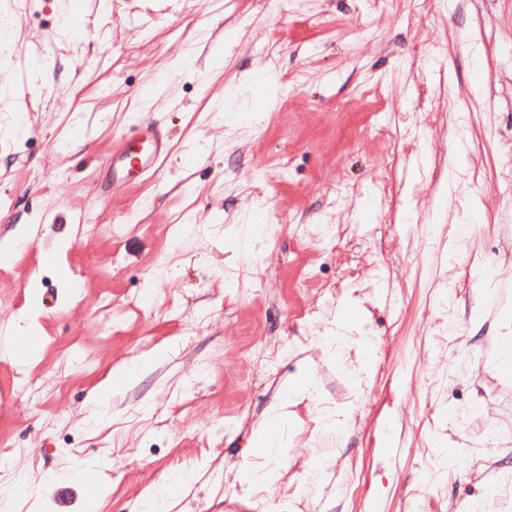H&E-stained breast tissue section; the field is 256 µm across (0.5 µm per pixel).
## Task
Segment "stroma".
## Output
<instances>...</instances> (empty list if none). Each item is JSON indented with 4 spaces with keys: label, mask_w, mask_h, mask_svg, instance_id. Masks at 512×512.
<instances>
[{
    "label": "stroma",
    "mask_w": 512,
    "mask_h": 512,
    "mask_svg": "<svg viewBox=\"0 0 512 512\" xmlns=\"http://www.w3.org/2000/svg\"><path fill=\"white\" fill-rule=\"evenodd\" d=\"M511 29L512 0H0V329L43 340L0 355V451L54 477L13 512H140L180 472L165 512H512ZM149 114L156 181L95 202Z\"/></svg>",
    "instance_id": "obj_1"
}]
</instances>
